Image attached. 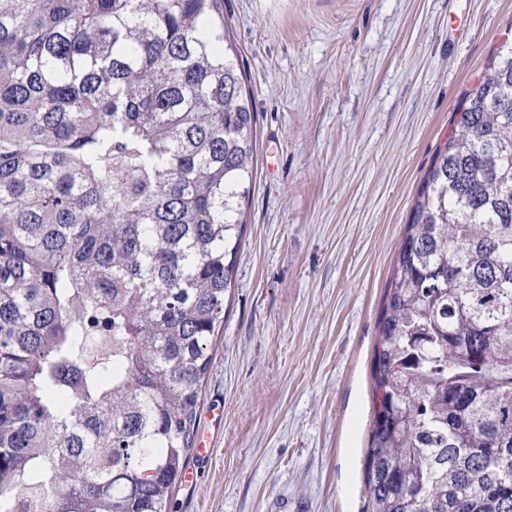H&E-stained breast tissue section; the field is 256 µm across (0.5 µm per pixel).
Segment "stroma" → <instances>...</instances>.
<instances>
[{
  "instance_id": "35a3bbf8",
  "label": "stroma",
  "mask_w": 512,
  "mask_h": 512,
  "mask_svg": "<svg viewBox=\"0 0 512 512\" xmlns=\"http://www.w3.org/2000/svg\"><path fill=\"white\" fill-rule=\"evenodd\" d=\"M256 168L170 512H363L393 257L512 0H224ZM223 407L222 423L213 410Z\"/></svg>"
}]
</instances>
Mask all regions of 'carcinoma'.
Listing matches in <instances>:
<instances>
[{"mask_svg":"<svg viewBox=\"0 0 512 512\" xmlns=\"http://www.w3.org/2000/svg\"><path fill=\"white\" fill-rule=\"evenodd\" d=\"M395 253L364 512H512V46ZM256 126L224 0H0V512H170Z\"/></svg>","mask_w":512,"mask_h":512,"instance_id":"carcinoma-1","label":"carcinoma"}]
</instances>
